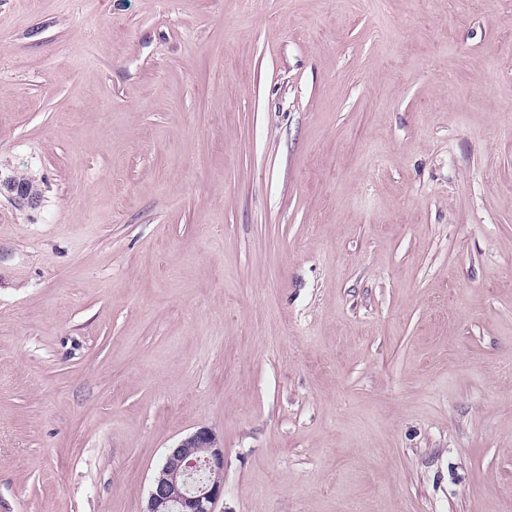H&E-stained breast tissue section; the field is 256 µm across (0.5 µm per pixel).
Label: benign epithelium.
Here are the masks:
<instances>
[{
  "label": "benign epithelium",
  "instance_id": "1",
  "mask_svg": "<svg viewBox=\"0 0 512 512\" xmlns=\"http://www.w3.org/2000/svg\"><path fill=\"white\" fill-rule=\"evenodd\" d=\"M9 190L19 205L34 206L39 196L13 181ZM224 497V444L201 427L168 449L154 475L146 512H215Z\"/></svg>",
  "mask_w": 512,
  "mask_h": 512
}]
</instances>
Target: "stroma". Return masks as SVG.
<instances>
[{"instance_id": "stroma-1", "label": "stroma", "mask_w": 512, "mask_h": 512, "mask_svg": "<svg viewBox=\"0 0 512 512\" xmlns=\"http://www.w3.org/2000/svg\"><path fill=\"white\" fill-rule=\"evenodd\" d=\"M201 427L217 512H512V0H0V512Z\"/></svg>"}]
</instances>
